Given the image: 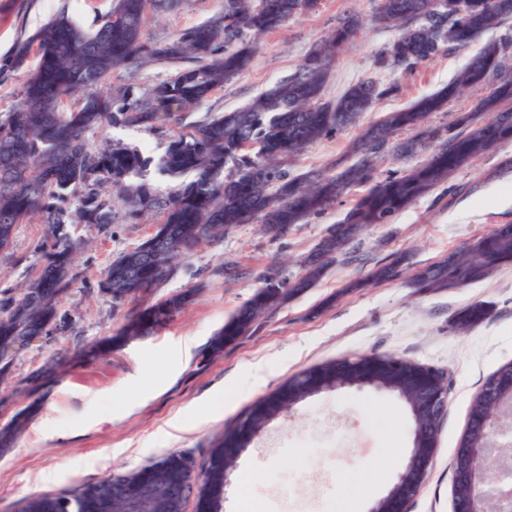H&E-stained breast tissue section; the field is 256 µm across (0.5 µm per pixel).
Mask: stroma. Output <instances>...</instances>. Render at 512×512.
Masks as SVG:
<instances>
[{
	"instance_id": "obj_1",
	"label": "stroma",
	"mask_w": 512,
	"mask_h": 512,
	"mask_svg": "<svg viewBox=\"0 0 512 512\" xmlns=\"http://www.w3.org/2000/svg\"><path fill=\"white\" fill-rule=\"evenodd\" d=\"M378 0H320L316 11L300 13L255 37L251 67L217 88L197 110L159 129L94 128L88 149L114 140L152 157L207 113L231 112L252 102L299 68L308 50L355 12L366 24L336 54L324 97L336 99L350 85L374 77L397 83V94L378 100L358 123L321 139L288 165L290 174L324 169L343 155L364 126L388 112L409 107L445 86L465 65L469 50H453L403 73L377 69L376 53L390 44L392 28L371 21ZM113 0H0V63L60 12L91 29L111 11ZM224 8V0H184L180 10L148 13L143 38L167 41ZM114 221L98 228L78 225L85 241L77 253V280L60 298L63 332L42 337L15 360L12 377L0 386V427L30 403L27 376L49 357L64 356L59 377L12 447L0 450V512H18L37 494H60L109 474L139 469L181 452L204 465L212 442L235 424L255 401L272 395L293 374L313 365L363 355H393L448 373V410L441 421L437 452L424 486L408 512H453L452 462L470 404L486 378L512 363V265L466 288L420 290L409 279L449 251L512 223V144L449 177L390 224L359 233L348 261L334 265L315 287L288 298L263 315L252 333L204 358L211 337L275 268L298 275L299 261L340 221L346 205L310 217L276 236L262 225L241 224L222 239L202 244L179 261L175 274L146 306L168 293L197 289L192 304L166 328L136 339L106 359H75L81 347L119 329L131 304L113 305L95 283L120 253L152 235L156 216L129 223L124 204L113 198ZM47 227L39 218L18 225L12 249L0 253V298L18 296L20 285L38 270L36 245ZM404 256L401 274L380 284L366 282L374 265ZM239 271L227 279L223 268ZM487 306L486 319L459 332L456 316L472 303ZM273 361L265 382L250 393L230 394L248 364ZM227 401H218L219 391ZM410 415L396 395L369 387L312 396L280 414L241 453L224 492L223 512H336L355 504L367 512L381 497L410 446ZM181 430H173V423Z\"/></svg>"
}]
</instances>
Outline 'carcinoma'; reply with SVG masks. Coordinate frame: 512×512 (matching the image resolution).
I'll return each mask as SVG.
<instances>
[{
  "mask_svg": "<svg viewBox=\"0 0 512 512\" xmlns=\"http://www.w3.org/2000/svg\"><path fill=\"white\" fill-rule=\"evenodd\" d=\"M429 0H379L374 21L395 31L376 58L380 69L406 72L451 49H462L512 19V0H446L437 12ZM319 0H224V11L164 42H146L142 28L147 10L173 11L180 0H116L96 28L85 30L65 13L17 48L10 68L26 66L31 52L37 64L29 71L22 105L0 114V253L14 244L16 227L39 216L48 233L39 245L37 275L21 285L19 298L0 300V384L11 375L18 346L29 336L63 330L59 295L72 282L73 255L81 241L77 224L112 223L115 190L128 204V218L163 214L154 234L117 256L97 281L99 293L115 305L133 302L159 287L177 261L201 243L224 236L239 225L258 222L278 236L311 216L321 215L350 197L343 219L332 226L292 279L266 276L252 297L211 338L207 355L247 333L259 317L286 298L314 286L332 265L346 257L345 246L358 231L391 224L415 200L445 183L448 176L512 141V39L483 43L453 82L422 96L412 106L388 112L368 126L353 145L358 162L339 157L329 174L309 170L289 177L284 164L310 144L356 123L381 96L397 90L368 78L334 100L323 89L336 49L360 32L364 21L348 12L331 33L310 49L299 70L256 97L242 109L208 115L170 142L157 164L169 177L193 175L170 194L158 195L145 177L152 160L135 148L105 143L92 152L85 133L105 126L158 129L178 122L204 104L224 83L247 70L255 47L249 34L276 29ZM176 65L174 74L144 91L126 84L109 92L112 71L140 58ZM485 90L477 109L458 115L446 127L431 128L428 117L465 92ZM413 135L399 139L398 133ZM389 150L395 158H426L415 167L383 179L375 176V159ZM357 186L366 190L351 195ZM512 264V224H501L448 252L414 277L418 288H462L481 282ZM398 275L390 262L372 269L370 278L388 281ZM192 300L191 291L170 293L132 310L121 328L78 351L87 362L105 359L131 340L165 328ZM485 306L476 302L459 312L465 331L482 322ZM277 404L253 405L237 425L262 427ZM35 411L18 410L0 428V447L9 448ZM215 489L224 486V441L209 450L208 464L197 469L182 453L130 473L121 481L109 475L68 494H41L24 501L20 512H115L112 497L133 494L143 482L153 485L149 512H168L170 492L189 494L202 475Z\"/></svg>",
  "mask_w": 512,
  "mask_h": 512,
  "instance_id": "carcinoma-1",
  "label": "carcinoma"
}]
</instances>
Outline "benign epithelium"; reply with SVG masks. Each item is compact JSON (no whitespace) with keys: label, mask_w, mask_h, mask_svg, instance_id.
Returning a JSON list of instances; mask_svg holds the SVG:
<instances>
[{"label":"benign epithelium","mask_w":512,"mask_h":512,"mask_svg":"<svg viewBox=\"0 0 512 512\" xmlns=\"http://www.w3.org/2000/svg\"><path fill=\"white\" fill-rule=\"evenodd\" d=\"M343 377L336 380V389L371 387L397 395L408 406L413 423L414 438L403 464L398 468L386 494L368 512H407V504L424 486L433 465L437 444L422 442L424 422H439L448 408V390L436 385V372L427 366L409 370L400 361L385 366L381 375L366 364L348 368L340 366ZM323 390L322 380L315 376L301 381L290 392L288 408ZM486 407L478 417L483 441L456 451L457 466L453 475L454 512H489L488 505L497 503V512H512V469L501 462L497 479L485 471L482 461L498 448L512 445V386L504 389L493 380L481 389ZM258 435L246 429L234 440L226 442L224 483H229L240 453Z\"/></svg>","instance_id":"obj_1"}]
</instances>
